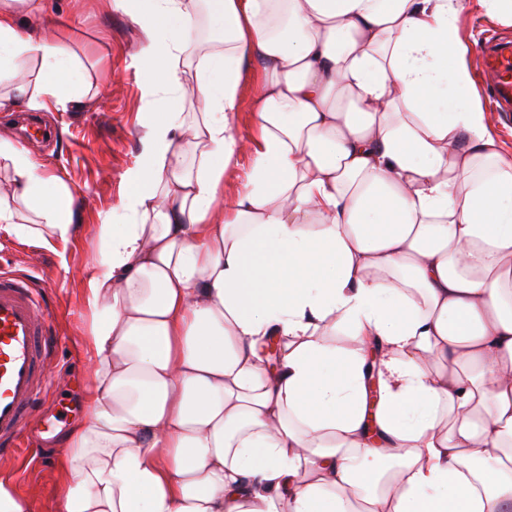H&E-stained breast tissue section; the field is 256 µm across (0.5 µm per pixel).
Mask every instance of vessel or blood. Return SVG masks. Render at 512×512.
Here are the masks:
<instances>
[{
  "mask_svg": "<svg viewBox=\"0 0 512 512\" xmlns=\"http://www.w3.org/2000/svg\"><path fill=\"white\" fill-rule=\"evenodd\" d=\"M490 99L512 112V41L488 40L479 48ZM57 343L52 315L29 279L0 276V457L15 455L46 383Z\"/></svg>",
  "mask_w": 512,
  "mask_h": 512,
  "instance_id": "1",
  "label": "vessel or blood"
}]
</instances>
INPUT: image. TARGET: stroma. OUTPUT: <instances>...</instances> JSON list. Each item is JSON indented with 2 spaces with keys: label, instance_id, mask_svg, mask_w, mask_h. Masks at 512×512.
Wrapping results in <instances>:
<instances>
[{
  "label": "stroma",
  "instance_id": "1",
  "mask_svg": "<svg viewBox=\"0 0 512 512\" xmlns=\"http://www.w3.org/2000/svg\"><path fill=\"white\" fill-rule=\"evenodd\" d=\"M466 2L458 26L468 47L466 65L475 75L479 40L512 38V22L488 15L480 0ZM46 4L40 24L54 28L61 43L82 60L84 95L65 110L41 113L42 123L55 128L58 138L30 144L35 160L62 175L76 199L69 242L49 249L0 230V271L31 278L33 288L50 304L58 337L47 370L49 395L35 412L24 447L15 458L0 463V477L32 500V512H54L61 493L57 450L82 413L81 396L88 383L81 273L99 256L97 226L127 190L123 175L138 157L139 137L153 109L131 59L144 37L139 25L116 11L112 0H46ZM239 94L234 130L243 149L224 179L228 199L242 190L250 167L258 106L256 70L243 71Z\"/></svg>",
  "mask_w": 512,
  "mask_h": 512
}]
</instances>
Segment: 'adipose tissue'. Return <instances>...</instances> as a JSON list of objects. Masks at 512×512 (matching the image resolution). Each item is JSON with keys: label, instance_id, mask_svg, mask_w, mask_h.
<instances>
[{"label": "adipose tissue", "instance_id": "adipose-tissue-1", "mask_svg": "<svg viewBox=\"0 0 512 512\" xmlns=\"http://www.w3.org/2000/svg\"><path fill=\"white\" fill-rule=\"evenodd\" d=\"M206 3L223 37L196 0H113L155 109L97 227L57 512H512V156L463 63L464 0ZM42 13L0 0L1 109L81 94ZM246 67L257 138L228 206ZM0 164V224L68 241L62 179L1 138Z\"/></svg>", "mask_w": 512, "mask_h": 512}]
</instances>
